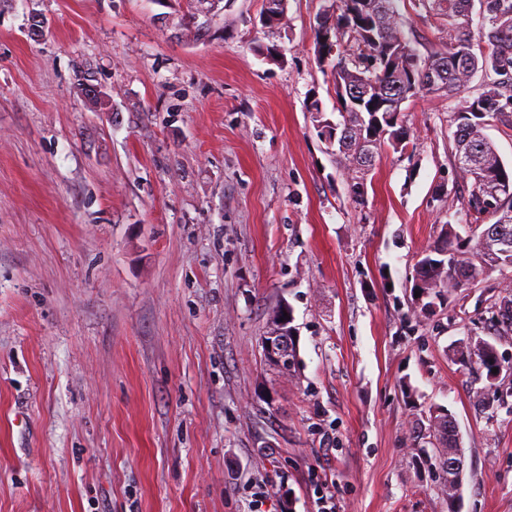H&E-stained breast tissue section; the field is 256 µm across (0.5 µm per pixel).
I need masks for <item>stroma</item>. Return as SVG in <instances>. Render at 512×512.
<instances>
[{"label":"stroma","mask_w":512,"mask_h":512,"mask_svg":"<svg viewBox=\"0 0 512 512\" xmlns=\"http://www.w3.org/2000/svg\"><path fill=\"white\" fill-rule=\"evenodd\" d=\"M0 0V512H448L426 460L455 420L460 512H512V378L459 342L512 268L416 296L470 238L454 100L407 101L362 199L321 136L327 0ZM420 52L448 24L400 0ZM43 19L48 34L29 30ZM90 78L109 96L89 99ZM290 312L298 366L261 341Z\"/></svg>","instance_id":"obj_1"}]
</instances>
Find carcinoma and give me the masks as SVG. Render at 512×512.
<instances>
[{
	"label": "carcinoma",
	"mask_w": 512,
	"mask_h": 512,
	"mask_svg": "<svg viewBox=\"0 0 512 512\" xmlns=\"http://www.w3.org/2000/svg\"><path fill=\"white\" fill-rule=\"evenodd\" d=\"M427 12L448 21V42L427 56L406 37L398 0H341L340 13L329 32L337 54L325 60L324 35L317 32L319 62H327L333 76L336 110L342 117L338 152L345 169L355 173L349 187L355 198L364 196V174L372 152L362 134L385 133L387 142L402 151L409 135L394 111V104L428 94L442 93L457 102L453 112V161L470 182L467 212L505 224L512 236V167L497 154L485 134L490 123L512 128V0H479L484 23L472 30L468 18L474 0H418ZM483 78L475 96H465L476 74ZM487 238L479 234L468 244L453 229L438 244L448 252V263L417 272L422 287L430 290L465 279L475 281L487 267H511L512 246L495 256L484 252ZM490 320L512 330V294L490 307Z\"/></svg>",
	"instance_id": "cac0c4a2"
}]
</instances>
